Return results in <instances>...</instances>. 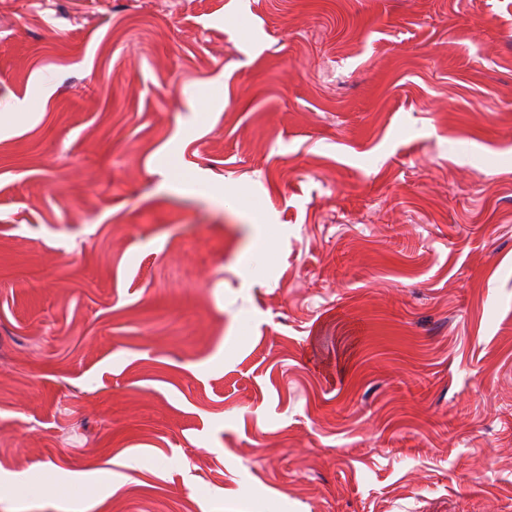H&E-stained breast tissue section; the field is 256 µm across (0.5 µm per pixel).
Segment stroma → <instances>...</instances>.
<instances>
[{
    "label": "stroma",
    "mask_w": 512,
    "mask_h": 512,
    "mask_svg": "<svg viewBox=\"0 0 512 512\" xmlns=\"http://www.w3.org/2000/svg\"><path fill=\"white\" fill-rule=\"evenodd\" d=\"M99 473L512 512V0H0V512Z\"/></svg>",
    "instance_id": "35a3bbf8"
}]
</instances>
